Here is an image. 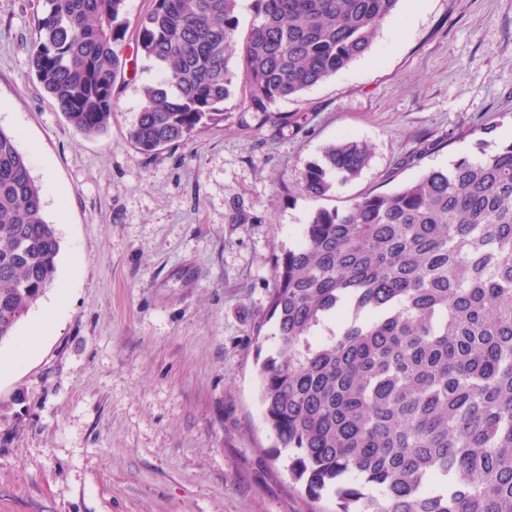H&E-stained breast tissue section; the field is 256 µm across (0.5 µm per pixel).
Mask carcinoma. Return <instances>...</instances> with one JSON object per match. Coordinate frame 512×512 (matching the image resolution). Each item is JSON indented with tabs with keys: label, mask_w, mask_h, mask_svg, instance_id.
I'll list each match as a JSON object with an SVG mask.
<instances>
[{
	"label": "carcinoma",
	"mask_w": 512,
	"mask_h": 512,
	"mask_svg": "<svg viewBox=\"0 0 512 512\" xmlns=\"http://www.w3.org/2000/svg\"><path fill=\"white\" fill-rule=\"evenodd\" d=\"M127 0H44L26 46L65 120L104 133L124 79ZM399 0H152L137 53L158 78L128 130L143 155L265 114L364 56ZM366 144L323 147L298 180L323 196ZM60 241L16 137L0 129V343L54 280ZM274 350L259 399L288 471L336 512H512V142L342 212L311 214L274 265Z\"/></svg>",
	"instance_id": "carcinoma-1"
}]
</instances>
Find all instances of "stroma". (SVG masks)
Here are the masks:
<instances>
[{"instance_id": "35a3bbf8", "label": "stroma", "mask_w": 512, "mask_h": 512, "mask_svg": "<svg viewBox=\"0 0 512 512\" xmlns=\"http://www.w3.org/2000/svg\"><path fill=\"white\" fill-rule=\"evenodd\" d=\"M37 8L0 0V129L61 250L0 343V512H335L271 453L257 352L273 346L274 259L317 210L512 142V0H400L369 53L268 121L231 100L149 157L127 130L151 64L127 52L107 130L83 136L30 71ZM343 137L369 144V166L309 196L297 175Z\"/></svg>"}]
</instances>
